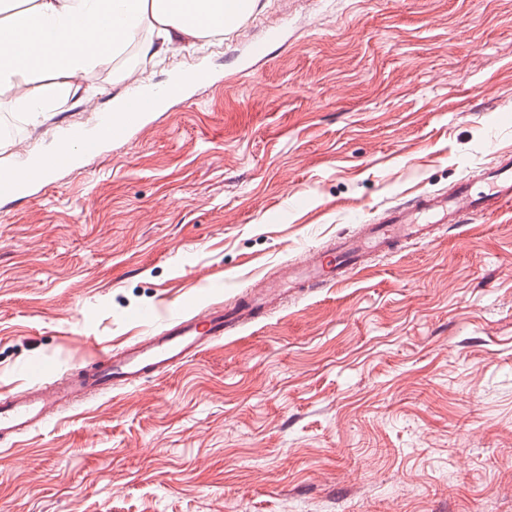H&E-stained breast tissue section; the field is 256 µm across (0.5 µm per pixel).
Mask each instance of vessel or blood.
I'll return each instance as SVG.
<instances>
[{
	"instance_id": "vessel-or-blood-1",
	"label": "vessel or blood",
	"mask_w": 512,
	"mask_h": 512,
	"mask_svg": "<svg viewBox=\"0 0 512 512\" xmlns=\"http://www.w3.org/2000/svg\"><path fill=\"white\" fill-rule=\"evenodd\" d=\"M157 96L134 89L116 105L114 116H100L76 133L77 153L62 158L40 151L30 158L43 179L84 155L103 154L107 144L127 140L157 108ZM30 182L12 172H0V199L29 194ZM512 207V153L495 154L479 179H463L444 192L425 194L385 209L377 223L356 234L339 236L332 243L309 250L298 261L284 264L278 278L261 279L231 305L215 304L196 313L169 311L162 316L144 312L149 335L116 350L100 348L89 362L64 377L43 369L25 386L0 396V441H15L74 404L117 389H130L147 379H158L207 350L225 334L287 301L295 288L336 285L362 270L368 257L389 253L402 242L429 241L437 226L467 223L471 216Z\"/></svg>"
}]
</instances>
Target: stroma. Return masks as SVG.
Returning <instances> with one entry per match:
<instances>
[{"mask_svg":"<svg viewBox=\"0 0 512 512\" xmlns=\"http://www.w3.org/2000/svg\"><path fill=\"white\" fill-rule=\"evenodd\" d=\"M197 62L208 79L131 140L0 204V395L512 150V0H262L204 48L118 60L160 86ZM79 85L86 105L36 115L0 93V163L131 88L99 69ZM0 512H512V209L0 448Z\"/></svg>","mask_w":512,"mask_h":512,"instance_id":"35a3bbf8","label":"stroma"}]
</instances>
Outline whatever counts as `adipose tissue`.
I'll list each match as a JSON object with an SVG mask.
<instances>
[{
    "label": "adipose tissue",
    "instance_id": "1",
    "mask_svg": "<svg viewBox=\"0 0 512 512\" xmlns=\"http://www.w3.org/2000/svg\"><path fill=\"white\" fill-rule=\"evenodd\" d=\"M260 0H0V92L20 93L25 112H47L74 99L77 80L111 68L117 51L138 44L158 58L179 43L227 33L252 16Z\"/></svg>",
    "mask_w": 512,
    "mask_h": 512
}]
</instances>
